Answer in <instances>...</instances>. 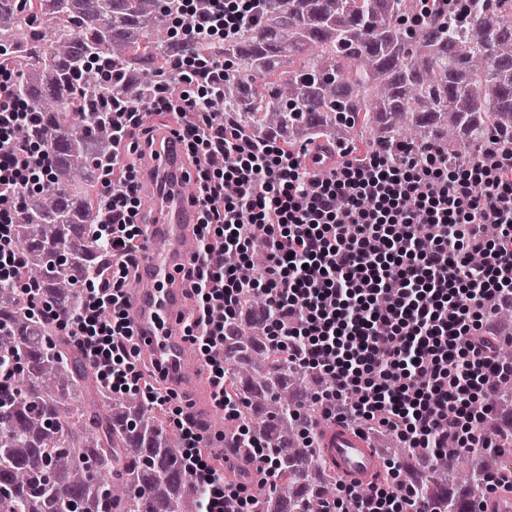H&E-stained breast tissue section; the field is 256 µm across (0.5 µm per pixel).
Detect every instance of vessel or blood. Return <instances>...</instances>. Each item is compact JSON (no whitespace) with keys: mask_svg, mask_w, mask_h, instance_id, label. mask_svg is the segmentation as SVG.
Returning <instances> with one entry per match:
<instances>
[{"mask_svg":"<svg viewBox=\"0 0 512 512\" xmlns=\"http://www.w3.org/2000/svg\"><path fill=\"white\" fill-rule=\"evenodd\" d=\"M184 146L172 130L156 128L142 162L143 179L154 184L153 215L142 227L136 286L128 297L134 339L144 363L161 368L177 391L195 384L196 371L184 363L183 323L190 309L175 275L189 255L182 242L199 222V209L186 193ZM323 448L329 464L360 489L376 484L381 459L373 442L342 423L329 425Z\"/></svg>","mask_w":512,"mask_h":512,"instance_id":"obj_1","label":"vessel or blood"}]
</instances>
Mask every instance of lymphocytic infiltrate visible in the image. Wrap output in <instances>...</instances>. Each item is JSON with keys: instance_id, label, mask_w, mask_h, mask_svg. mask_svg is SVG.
<instances>
[{"instance_id": "1", "label": "lymphocytic infiltrate", "mask_w": 512, "mask_h": 512, "mask_svg": "<svg viewBox=\"0 0 512 512\" xmlns=\"http://www.w3.org/2000/svg\"><path fill=\"white\" fill-rule=\"evenodd\" d=\"M169 2L167 17L183 40L220 45L255 22L261 0H206L202 11L197 0ZM172 68L185 90L162 86L142 108L114 113L112 143L134 153L141 111L181 117L177 134L196 168L202 225L188 274L196 312L185 337L211 369L225 420H237V398L213 349L229 323L244 321L262 325L289 363L327 379L318 396L324 418L379 419L429 455L450 438L465 454L493 447L475 402L491 399L495 380H512V363L499 360V341L482 323L486 309L512 303V156L484 151L451 161L432 146L379 143L337 152L334 169L319 178L287 142L225 125L224 87L208 79L223 71V58L183 55ZM21 83L18 73L0 70V269L12 279L23 264L13 211L54 171L41 140L12 134L33 118L16 93ZM122 155L102 170L93 218L118 258L109 280L86 279L75 314L48 307L32 283L22 293L32 317L73 338L109 390L139 392L161 409L176 394L144 377L124 307L139 255L142 192L133 169L112 179ZM489 224L498 225L497 238L486 237ZM255 238L269 263L246 282L225 266L224 253L249 258ZM256 289L264 305L245 306ZM172 423L192 485L207 491L204 512H245L251 497L244 486H223L185 407ZM416 504L408 488L351 487L328 512H404Z\"/></svg>"}]
</instances>
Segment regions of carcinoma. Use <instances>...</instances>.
I'll return each mask as SVG.
<instances>
[{
	"label": "carcinoma",
	"instance_id": "1",
	"mask_svg": "<svg viewBox=\"0 0 512 512\" xmlns=\"http://www.w3.org/2000/svg\"><path fill=\"white\" fill-rule=\"evenodd\" d=\"M452 15L421 18L419 0H274L259 24L224 44V119L261 137L340 145L364 132L381 142L512 152V0H453ZM164 0H0V68L24 91L54 152L53 186L22 199L14 222L26 267L62 311L112 258L94 234L86 184L111 159L112 108L146 99L151 78L187 44L170 40ZM291 60L282 68V58ZM266 264L254 244L252 276ZM240 416L276 466L257 486L258 512H324L341 476L308 440L325 385L276 360L268 337L238 325L224 337ZM0 351L14 357L0 392V512H200L178 439L133 392L97 388L79 400L85 357L21 289L0 285ZM486 452L467 479L512 466V445Z\"/></svg>",
	"mask_w": 512,
	"mask_h": 512
}]
</instances>
